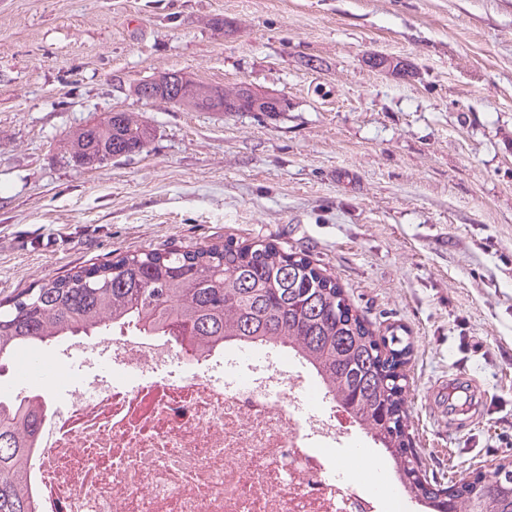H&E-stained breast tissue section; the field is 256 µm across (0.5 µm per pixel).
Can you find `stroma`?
Wrapping results in <instances>:
<instances>
[{
  "mask_svg": "<svg viewBox=\"0 0 512 512\" xmlns=\"http://www.w3.org/2000/svg\"><path fill=\"white\" fill-rule=\"evenodd\" d=\"M173 72L290 107L136 94ZM113 110L148 148L79 165L68 141ZM228 235L310 254L368 320L408 331L427 471L512 456V0H0V302ZM456 373L485 394L465 429L431 401ZM191 81V89L188 91V98L185 100L184 106L198 111L216 112V110L224 107V112H253L259 106H263V110L268 105H273L274 110L271 112H286L289 109L288 98L280 94L260 90L251 85H245L243 91L235 95V93L225 101L223 87L206 84L202 81Z\"/></svg>",
  "mask_w": 512,
  "mask_h": 512,
  "instance_id": "35a3bbf8",
  "label": "stroma"
}]
</instances>
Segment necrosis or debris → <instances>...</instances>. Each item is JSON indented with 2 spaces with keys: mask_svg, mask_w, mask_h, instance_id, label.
<instances>
[{
  "mask_svg": "<svg viewBox=\"0 0 512 512\" xmlns=\"http://www.w3.org/2000/svg\"><path fill=\"white\" fill-rule=\"evenodd\" d=\"M247 353L197 357L128 333L59 346L40 369H65L69 398L41 416L27 461L44 512H428L396 471L377 484L367 457L355 477L332 475L356 421L321 410L327 394L298 355ZM105 355L111 379H90Z\"/></svg>",
  "mask_w": 512,
  "mask_h": 512,
  "instance_id": "necrosis-or-debris-1",
  "label": "necrosis or debris"
}]
</instances>
